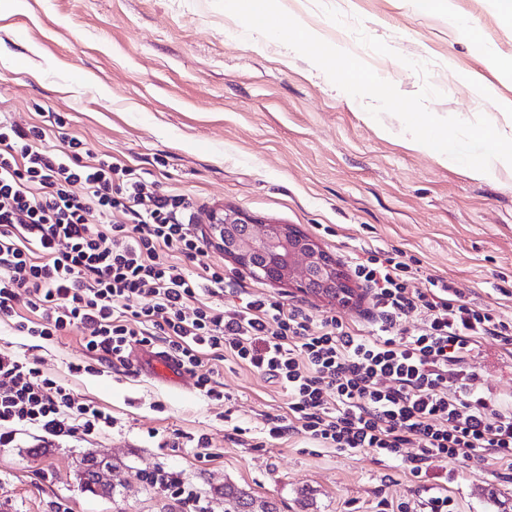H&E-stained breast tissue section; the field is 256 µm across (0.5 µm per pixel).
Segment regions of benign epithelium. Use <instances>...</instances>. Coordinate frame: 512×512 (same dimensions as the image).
<instances>
[{"mask_svg":"<svg viewBox=\"0 0 512 512\" xmlns=\"http://www.w3.org/2000/svg\"><path fill=\"white\" fill-rule=\"evenodd\" d=\"M209 236L225 258L252 277L340 306L353 302L354 290L336 259L292 226L265 224L258 233L255 220L226 208L210 216Z\"/></svg>","mask_w":512,"mask_h":512,"instance_id":"1","label":"benign epithelium"}]
</instances>
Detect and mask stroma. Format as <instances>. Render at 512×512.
I'll list each match as a JSON object with an SVG mask.
<instances>
[{
    "label": "stroma",
    "instance_id": "35a3bbf8",
    "mask_svg": "<svg viewBox=\"0 0 512 512\" xmlns=\"http://www.w3.org/2000/svg\"><path fill=\"white\" fill-rule=\"evenodd\" d=\"M306 29L368 63L405 95L422 80L403 58L430 62L440 117L487 116L512 138V20L493 0H281ZM385 41L394 56L359 44ZM0 113L23 128L80 140L93 155L132 166L162 192L184 195L199 224L208 213L240 210L258 224H288L313 237L352 274L366 250H398L419 275L452 282L465 299L512 318V167L491 177L435 156L400 118L373 119L366 101L346 94L307 58L281 42L247 33L213 0H6L0 5ZM202 263L222 268L232 287L275 296L315 320L342 317L364 330L376 311L366 285L353 305L272 286L237 272L207 247ZM37 361L45 375L112 415L111 428L46 447L43 431L22 428L0 447V512H166L171 496L144 483L162 468L192 485L210 512L216 491L245 489L255 512H378L381 500L422 508L439 474L453 478L455 512H512V471L491 456L436 462L412 474L402 459L323 448L303 435H267L285 415L274 384L228 358L218 365L223 400L204 397L191 376L164 383L131 352L128 369L73 373L85 361L82 335L54 340L0 323V350ZM466 367L479 386L512 405V355L481 340ZM207 435L212 456L193 440ZM112 463L113 495L81 491L87 456Z\"/></svg>",
    "mask_w": 512,
    "mask_h": 512
}]
</instances>
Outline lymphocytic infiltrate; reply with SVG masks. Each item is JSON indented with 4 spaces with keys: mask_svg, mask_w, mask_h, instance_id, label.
Wrapping results in <instances>:
<instances>
[{
    "mask_svg": "<svg viewBox=\"0 0 512 512\" xmlns=\"http://www.w3.org/2000/svg\"><path fill=\"white\" fill-rule=\"evenodd\" d=\"M82 153L77 139L58 150L44 131L0 117V321L47 341L79 330L86 353L115 369L132 348L162 346L210 399L222 396L215 362L232 356L287 396V416L267 430L275 440L300 434L324 448L401 456L416 474L485 451L512 464V408L466 368L480 339L512 344L511 319L441 279L412 287L415 273L398 250L355 263L377 310L366 335L336 316L314 322L271 295L233 294L223 270L199 261L207 239L184 195ZM230 294L236 302L223 304ZM20 301L29 316L16 311ZM413 314L419 324L401 327ZM111 424L104 408L36 363L0 351V447L22 426L66 439ZM143 479L188 512H209L175 473Z\"/></svg>",
    "mask_w": 512,
    "mask_h": 512,
    "instance_id": "f902f5d3",
    "label": "lymphocytic infiltrate"
}]
</instances>
